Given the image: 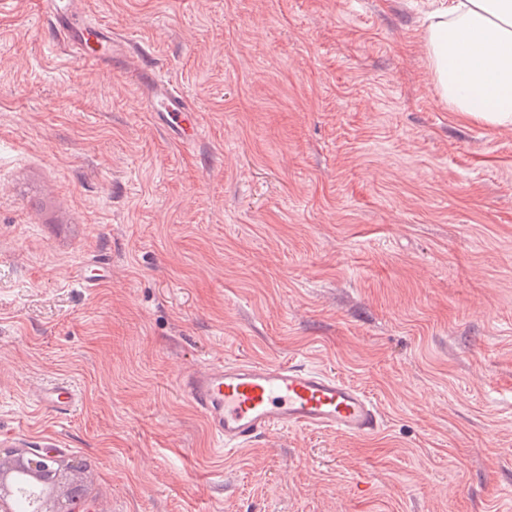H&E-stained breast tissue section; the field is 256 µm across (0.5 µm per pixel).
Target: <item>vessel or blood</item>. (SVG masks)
Returning a JSON list of instances; mask_svg holds the SVG:
<instances>
[{"label": "vessel or blood", "instance_id": "1", "mask_svg": "<svg viewBox=\"0 0 512 512\" xmlns=\"http://www.w3.org/2000/svg\"><path fill=\"white\" fill-rule=\"evenodd\" d=\"M42 15L73 62L111 64L125 44L96 20L87 0H39ZM141 103L180 138L195 130L189 99L152 71H138ZM179 387L225 450L238 449L276 427L333 430L352 438L380 432L383 417L361 389L324 370L300 365L225 360L184 374ZM44 403L62 409L76 392L61 383L47 388Z\"/></svg>", "mask_w": 512, "mask_h": 512}]
</instances>
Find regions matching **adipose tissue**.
Masks as SVG:
<instances>
[{
  "label": "adipose tissue",
  "mask_w": 512,
  "mask_h": 512,
  "mask_svg": "<svg viewBox=\"0 0 512 512\" xmlns=\"http://www.w3.org/2000/svg\"><path fill=\"white\" fill-rule=\"evenodd\" d=\"M425 46L450 110L512 127V0H453L432 15Z\"/></svg>",
  "instance_id": "adipose-tissue-1"
}]
</instances>
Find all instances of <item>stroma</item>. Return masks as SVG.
<instances>
[{
    "label": "stroma",
    "instance_id": "obj_1",
    "mask_svg": "<svg viewBox=\"0 0 512 512\" xmlns=\"http://www.w3.org/2000/svg\"><path fill=\"white\" fill-rule=\"evenodd\" d=\"M450 3L90 0L189 95L188 146L124 59L0 5V454L92 512H512V128L436 91ZM222 359L327 369L384 427L217 451L177 382ZM43 402L55 409H63L76 403V392L70 385L61 383L47 388Z\"/></svg>",
    "mask_w": 512,
    "mask_h": 512
}]
</instances>
